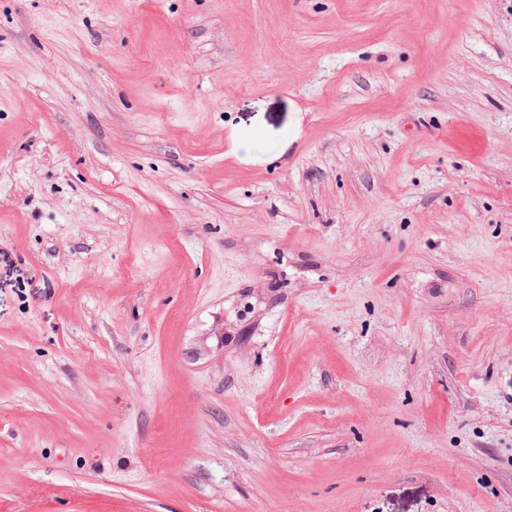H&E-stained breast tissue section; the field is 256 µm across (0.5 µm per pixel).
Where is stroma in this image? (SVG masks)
<instances>
[{"mask_svg":"<svg viewBox=\"0 0 512 512\" xmlns=\"http://www.w3.org/2000/svg\"><path fill=\"white\" fill-rule=\"evenodd\" d=\"M0 512H512V0H0Z\"/></svg>","mask_w":512,"mask_h":512,"instance_id":"stroma-1","label":"stroma"}]
</instances>
